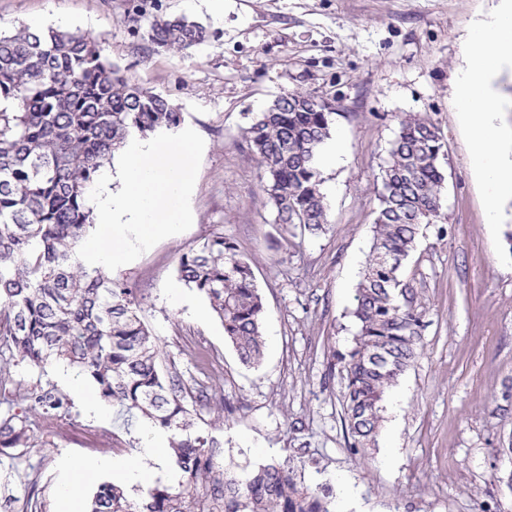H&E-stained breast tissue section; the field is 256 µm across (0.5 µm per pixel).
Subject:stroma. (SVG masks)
<instances>
[{
    "label": "stroma",
    "instance_id": "35a3bbf8",
    "mask_svg": "<svg viewBox=\"0 0 512 512\" xmlns=\"http://www.w3.org/2000/svg\"><path fill=\"white\" fill-rule=\"evenodd\" d=\"M159 2L207 25L209 41L187 54L148 52L131 32L130 0H0V30L67 16L203 138L190 229L111 276L133 288L186 378L230 407L225 460H289L305 484L332 487L337 512H512V195L489 223L455 98L467 35L500 0H223L219 22L208 0ZM293 91L332 99L338 110L324 146L336 159L320 167L329 224L317 236L274 223L266 175L244 135ZM408 115L429 119L444 143L445 220L423 227L403 269L424 312L422 354L388 391L375 446L356 458L334 361L353 345L376 190ZM215 232L249 259L267 309L256 367L240 363L208 302L177 274L182 253ZM7 372L15 412L39 385L68 398L64 412L37 419L21 459L34 467L41 512H59L57 489L73 459L130 454L150 438L151 426L121 406L89 415L71 395L79 375L68 365L15 361Z\"/></svg>",
    "mask_w": 512,
    "mask_h": 512
}]
</instances>
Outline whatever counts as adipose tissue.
<instances>
[{
    "instance_id": "ef3b65f1",
    "label": "adipose tissue",
    "mask_w": 512,
    "mask_h": 512,
    "mask_svg": "<svg viewBox=\"0 0 512 512\" xmlns=\"http://www.w3.org/2000/svg\"><path fill=\"white\" fill-rule=\"evenodd\" d=\"M469 62L456 81V102L470 131L475 166L487 190L484 197L489 221H496L506 192H512V140L498 122L500 95L495 80L504 66H512V0L480 23L471 33ZM166 435L141 448L136 456L71 465V477L61 490L67 512H79L85 489L98 473L106 471L118 483L148 486L160 475L165 463Z\"/></svg>"
}]
</instances>
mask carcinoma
<instances>
[{
    "instance_id": "1",
    "label": "carcinoma",
    "mask_w": 512,
    "mask_h": 512,
    "mask_svg": "<svg viewBox=\"0 0 512 512\" xmlns=\"http://www.w3.org/2000/svg\"><path fill=\"white\" fill-rule=\"evenodd\" d=\"M133 33L151 51L186 52L209 30L185 15L161 14L138 0ZM0 362L9 355L40 369L76 368L107 403L138 412L169 434L180 479L157 480L134 498L101 483L89 512H331L330 486L312 488L274 460L224 464L221 426L201 429L188 400L210 403L204 385L184 379L175 359L139 315L133 289L78 259L95 226L87 193L102 168L133 137L174 132L182 113L173 102L134 83L100 44L78 31L21 26L0 33ZM333 104L307 92L277 97L246 130L267 173L274 221L317 235L329 223L317 166L331 137ZM444 144L429 120L400 121L382 171L373 243L357 284L354 345L341 357L344 422L354 455L375 442L387 391L421 353L417 289L402 277L421 228L444 219ZM179 278L206 298L239 361L264 356L266 310L247 258L215 232L183 253ZM27 411L0 404V453L33 447L31 417L63 408L53 387L24 395Z\"/></svg>"
}]
</instances>
